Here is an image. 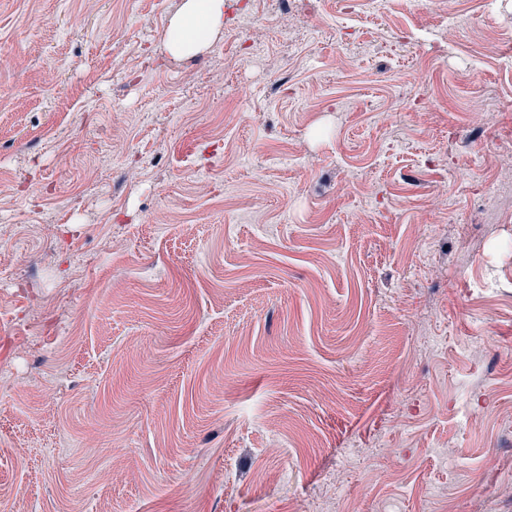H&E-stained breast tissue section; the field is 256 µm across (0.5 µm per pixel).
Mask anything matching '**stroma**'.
Returning a JSON list of instances; mask_svg holds the SVG:
<instances>
[{
	"label": "stroma",
	"instance_id": "35a3bbf8",
	"mask_svg": "<svg viewBox=\"0 0 512 512\" xmlns=\"http://www.w3.org/2000/svg\"><path fill=\"white\" fill-rule=\"evenodd\" d=\"M224 3L0 0V512H512V0ZM224 27V0H184L168 24L166 49L174 56H191L210 45Z\"/></svg>",
	"mask_w": 512,
	"mask_h": 512
}]
</instances>
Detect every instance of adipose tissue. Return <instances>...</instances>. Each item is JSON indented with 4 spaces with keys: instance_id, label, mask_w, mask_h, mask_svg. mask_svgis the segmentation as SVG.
I'll return each mask as SVG.
<instances>
[{
    "instance_id": "adipose-tissue-1",
    "label": "adipose tissue",
    "mask_w": 512,
    "mask_h": 512,
    "mask_svg": "<svg viewBox=\"0 0 512 512\" xmlns=\"http://www.w3.org/2000/svg\"><path fill=\"white\" fill-rule=\"evenodd\" d=\"M224 26V0H183L168 24L166 49L174 56H191L207 48Z\"/></svg>"
}]
</instances>
